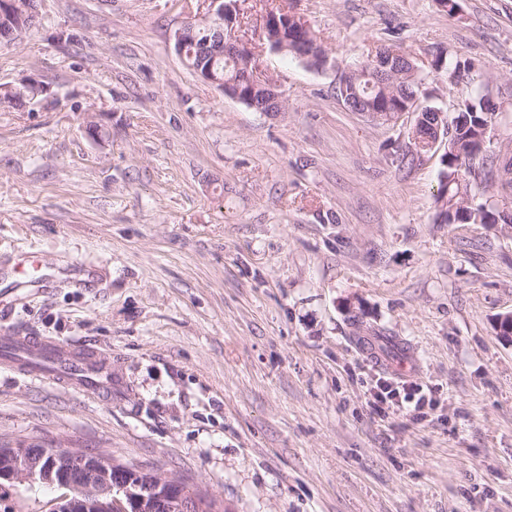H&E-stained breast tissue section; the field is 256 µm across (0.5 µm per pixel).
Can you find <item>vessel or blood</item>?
<instances>
[{"instance_id":"vessel-or-blood-1","label":"vessel or blood","mask_w":512,"mask_h":512,"mask_svg":"<svg viewBox=\"0 0 512 512\" xmlns=\"http://www.w3.org/2000/svg\"><path fill=\"white\" fill-rule=\"evenodd\" d=\"M15 285L38 288L44 280L26 255H19L15 264ZM13 344L25 349V359L15 366L24 374L49 379L78 392L108 395L112 392V365L78 345L55 342L48 338L15 336Z\"/></svg>"}]
</instances>
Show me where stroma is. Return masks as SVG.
Segmentation results:
<instances>
[{
	"instance_id": "1",
	"label": "stroma",
	"mask_w": 512,
	"mask_h": 512,
	"mask_svg": "<svg viewBox=\"0 0 512 512\" xmlns=\"http://www.w3.org/2000/svg\"><path fill=\"white\" fill-rule=\"evenodd\" d=\"M199 0H37L0 43V347L80 343L112 363L100 398L0 362V443L54 439L183 479L217 512H512V237L439 224L446 142L416 113L380 125L336 94L377 48L409 54L421 99L495 104L512 143V0H280L329 63L264 49L267 0L235 34L285 107L248 108L187 69L173 35ZM474 68L452 78L437 57ZM78 263L98 280L73 287ZM406 348L390 367L378 348ZM419 388L426 417L379 402ZM17 278L14 281L15 287L18 288H41L44 280V274L38 273L37 266L31 263L29 256L20 254L14 268Z\"/></svg>"
}]
</instances>
